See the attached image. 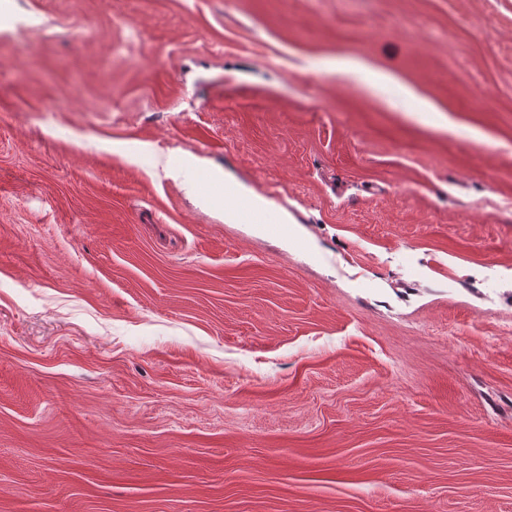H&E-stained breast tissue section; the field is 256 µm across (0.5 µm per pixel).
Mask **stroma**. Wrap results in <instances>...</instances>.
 <instances>
[{
	"label": "stroma",
	"instance_id": "obj_1",
	"mask_svg": "<svg viewBox=\"0 0 512 512\" xmlns=\"http://www.w3.org/2000/svg\"><path fill=\"white\" fill-rule=\"evenodd\" d=\"M0 512H512V0H0ZM210 181L217 186L218 188L224 189V196L229 195L231 197L237 198L243 206H246L253 210L256 213L266 214L267 208L264 200L259 197L249 196L242 189H240L236 184L227 181L224 178V173L220 171H211L208 175Z\"/></svg>",
	"mask_w": 512,
	"mask_h": 512
}]
</instances>
